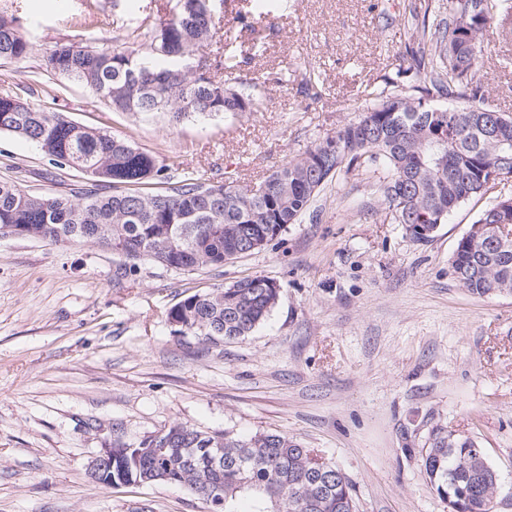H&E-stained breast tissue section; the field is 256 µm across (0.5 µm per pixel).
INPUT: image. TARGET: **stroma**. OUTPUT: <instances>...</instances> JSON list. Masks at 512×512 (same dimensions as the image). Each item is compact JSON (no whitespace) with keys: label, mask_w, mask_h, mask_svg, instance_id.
<instances>
[{"label":"stroma","mask_w":512,"mask_h":512,"mask_svg":"<svg viewBox=\"0 0 512 512\" xmlns=\"http://www.w3.org/2000/svg\"><path fill=\"white\" fill-rule=\"evenodd\" d=\"M421 4L447 19L448 0H288L251 29L241 18L252 0H215L226 35L206 52L235 54L232 82L257 79L265 106L173 126L112 111L46 66L60 43L128 46L172 0H0L34 46L25 63L0 61V96L127 138L172 180L252 186L358 121L366 89L414 95L422 79L405 47ZM481 47L489 82L477 104L512 115V23L494 16ZM309 69L313 95L296 79ZM383 177L339 172L300 223L218 269L141 260L122 276L123 257L90 242L0 238V512H209L181 486L106 488L90 475L114 439L175 423L288 436L345 473L357 512H448L422 467L442 426L477 440L499 476L495 510L512 512V294L470 293L451 269L459 239L512 182L461 203L418 242L376 192ZM0 181L56 196L87 184L4 133ZM246 276L280 288L252 335L214 347L174 333L176 303Z\"/></svg>","instance_id":"stroma-1"}]
</instances>
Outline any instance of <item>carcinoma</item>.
<instances>
[{"mask_svg": "<svg viewBox=\"0 0 512 512\" xmlns=\"http://www.w3.org/2000/svg\"><path fill=\"white\" fill-rule=\"evenodd\" d=\"M502 0H450L448 22L431 24L419 14V39L409 54L424 87L420 96L389 98L370 91L361 118L326 136L265 179V194L233 183L188 175L172 182L166 165L127 139L80 125L62 112L33 107L21 96L0 97V133L35 144L57 165L85 173L91 187L75 198L31 195L0 181V236L22 233L53 242L88 241L121 248L131 262L151 260L163 267L195 271L221 267L264 248L298 222L324 185L346 167H380V191L392 219L416 228L444 224L461 202L491 188L484 166L512 141V118L481 107L437 108L434 95L482 98L485 74L479 65L480 35L501 12ZM211 0H174L165 18L132 32L125 48L62 43L47 57L53 73L93 89L115 112H163L179 124L189 117L225 112H259L264 99L219 77L235 70L236 56L213 60L201 50L224 36L211 16ZM33 44L18 17L0 11V60L24 61ZM497 115L502 136L486 137L483 121ZM166 185L148 191L153 180ZM452 271L470 272L460 281L469 292L512 293V240L494 252L475 235L462 237ZM273 281L245 277L229 285L187 296L168 318L181 336L218 345L251 335L276 307ZM168 448L154 434L112 443L115 483L146 482L182 486L210 502L246 496L268 512H355L353 487L336 466L312 448L280 434L218 435L223 446L182 424L165 428ZM484 453L468 436L435 427L422 456L425 474L449 512H494L498 475L489 464L471 463Z\"/></svg>", "mask_w": 512, "mask_h": 512, "instance_id": "cac0c4a2", "label": "carcinoma"}]
</instances>
